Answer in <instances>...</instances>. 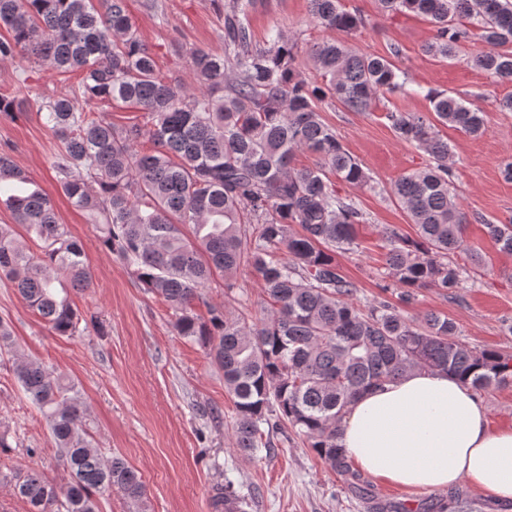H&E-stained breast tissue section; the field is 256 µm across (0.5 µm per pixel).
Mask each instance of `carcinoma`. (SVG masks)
<instances>
[{
	"instance_id": "obj_1",
	"label": "carcinoma",
	"mask_w": 512,
	"mask_h": 512,
	"mask_svg": "<svg viewBox=\"0 0 512 512\" xmlns=\"http://www.w3.org/2000/svg\"><path fill=\"white\" fill-rule=\"evenodd\" d=\"M387 13L410 12L435 28L425 52L459 56L470 40L461 20L475 19L489 50L472 62L491 77L512 81V0H379ZM255 0H224V51L195 50L190 62L202 91L186 90L161 74L138 36L126 0H0V59L34 60L59 74L79 76L73 97L43 103L42 124L60 142L53 162L63 193L94 222L100 244L174 310L183 338L208 349L224 373L234 404V447L247 458L271 447L270 436L287 426L358 497L373 499L337 444V424L360 392L412 368L445 372L477 391L512 383V353L460 342L455 323L427 312L405 317L382 301L362 308L336 254L358 248L363 216L338 195L336 182L367 186L370 176L322 117L337 102L369 112L405 80L390 56L354 50L331 39L310 49L315 75L296 67L298 44L280 26L254 41ZM312 18L351 34L361 15L340 0H310ZM29 86L19 78L0 89V117L24 111ZM431 113L389 111L401 141L432 158L401 175L389 189L416 227V238L387 226L386 276L399 288L463 287L462 256L475 267L482 257L465 237L468 217L451 188L448 142L440 123L466 134L484 131L486 113L457 95L430 90ZM121 102L144 112L118 129L101 105ZM156 149L136 150L143 134ZM318 156L298 169L296 153ZM0 203L26 234L42 243L34 254L13 225L0 224V273L22 300L57 334L79 332L81 314L68 288H86L91 274L82 241L59 219L47 195L5 153L0 154ZM504 254L512 255V224H484ZM250 267L269 306L260 316L208 307L201 320L194 305L203 289ZM18 382L43 412L68 481L59 486L30 469L11 476L28 512H98L95 495L120 490L132 512H147L141 476L114 456L106 459L82 427L83 405L68 382L41 363L15 359ZM224 512H244L245 496L231 483L217 493Z\"/></svg>"
}]
</instances>
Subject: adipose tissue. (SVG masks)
Segmentation results:
<instances>
[{"mask_svg": "<svg viewBox=\"0 0 512 512\" xmlns=\"http://www.w3.org/2000/svg\"><path fill=\"white\" fill-rule=\"evenodd\" d=\"M339 444L370 475L418 490L460 482L512 500V426L490 428L470 385L414 369L349 405Z\"/></svg>", "mask_w": 512, "mask_h": 512, "instance_id": "adipose-tissue-1", "label": "adipose tissue"}]
</instances>
